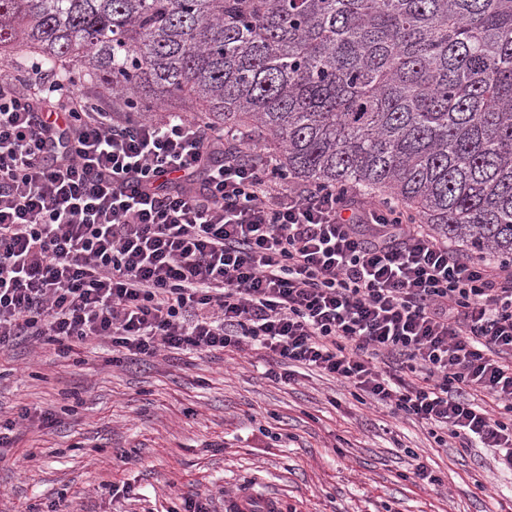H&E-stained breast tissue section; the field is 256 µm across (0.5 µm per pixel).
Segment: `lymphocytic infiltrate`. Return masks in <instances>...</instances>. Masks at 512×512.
Instances as JSON below:
<instances>
[{"instance_id":"1","label":"lymphocytic infiltrate","mask_w":512,"mask_h":512,"mask_svg":"<svg viewBox=\"0 0 512 512\" xmlns=\"http://www.w3.org/2000/svg\"><path fill=\"white\" fill-rule=\"evenodd\" d=\"M222 140L179 112L75 99L38 67L1 77L0 352L248 349L274 379L318 372L512 471V265L386 200L281 189L272 156L212 163ZM52 421H0V462Z\"/></svg>"}]
</instances>
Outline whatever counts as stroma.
<instances>
[{
    "label": "stroma",
    "instance_id": "obj_1",
    "mask_svg": "<svg viewBox=\"0 0 512 512\" xmlns=\"http://www.w3.org/2000/svg\"><path fill=\"white\" fill-rule=\"evenodd\" d=\"M21 341L0 353V417L38 406L0 464V512H169L184 496L225 512L237 487L280 512H512V473L489 448L438 447L426 429L308 370L277 381L251 351H164L106 365ZM441 485L412 483L416 462ZM129 485L130 499L110 485Z\"/></svg>",
    "mask_w": 512,
    "mask_h": 512
}]
</instances>
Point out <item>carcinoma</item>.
Masks as SVG:
<instances>
[{
	"label": "carcinoma",
	"mask_w": 512,
	"mask_h": 512,
	"mask_svg": "<svg viewBox=\"0 0 512 512\" xmlns=\"http://www.w3.org/2000/svg\"><path fill=\"white\" fill-rule=\"evenodd\" d=\"M1 49L512 260V0H0Z\"/></svg>",
	"instance_id": "1"
}]
</instances>
